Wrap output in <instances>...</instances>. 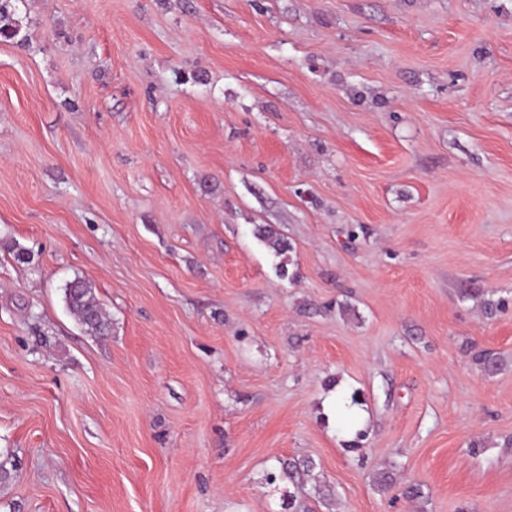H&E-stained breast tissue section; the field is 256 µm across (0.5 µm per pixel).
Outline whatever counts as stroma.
<instances>
[{
    "label": "stroma",
    "mask_w": 512,
    "mask_h": 512,
    "mask_svg": "<svg viewBox=\"0 0 512 512\" xmlns=\"http://www.w3.org/2000/svg\"><path fill=\"white\" fill-rule=\"evenodd\" d=\"M16 17L0 512H512V0ZM65 300L70 313L88 334L104 336L108 333L111 322L89 282L81 277L67 282Z\"/></svg>",
    "instance_id": "stroma-1"
}]
</instances>
